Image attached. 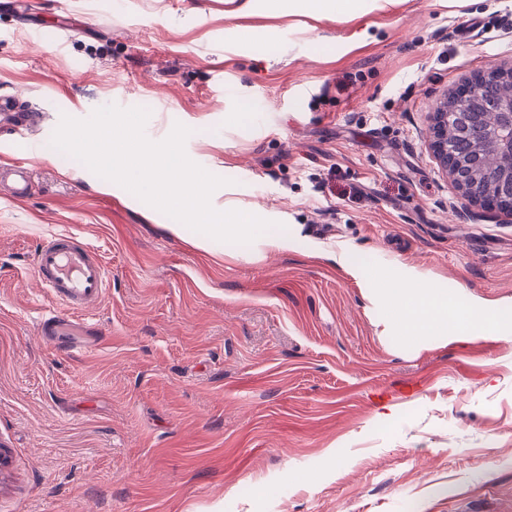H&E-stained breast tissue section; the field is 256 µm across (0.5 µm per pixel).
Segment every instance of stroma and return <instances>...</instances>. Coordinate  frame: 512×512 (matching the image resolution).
I'll list each match as a JSON object with an SVG mask.
<instances>
[{
    "instance_id": "stroma-1",
    "label": "stroma",
    "mask_w": 512,
    "mask_h": 512,
    "mask_svg": "<svg viewBox=\"0 0 512 512\" xmlns=\"http://www.w3.org/2000/svg\"><path fill=\"white\" fill-rule=\"evenodd\" d=\"M228 9L0 0V96L38 145L26 199L0 181V512H512V216H477L427 148L436 102L512 63V0ZM116 108L296 250L167 236L183 214L68 144ZM60 231L109 271L87 351L36 331ZM412 276L493 325L412 336L384 292ZM365 0H312L315 11L320 14H342L345 16L362 15Z\"/></svg>"
}]
</instances>
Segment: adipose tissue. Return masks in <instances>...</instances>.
Masks as SVG:
<instances>
[{
	"label": "adipose tissue",
	"instance_id": "adipose-tissue-1",
	"mask_svg": "<svg viewBox=\"0 0 512 512\" xmlns=\"http://www.w3.org/2000/svg\"><path fill=\"white\" fill-rule=\"evenodd\" d=\"M84 157L97 158L112 171V183L123 186L130 199H152L162 210L178 209L196 224L193 234L184 225L169 224L165 230L173 239L202 254H210L213 241L254 242L258 256L285 254L296 240L278 233L265 213L241 207L235 200L214 209L210 202V182L197 172L182 153L177 137L147 141L138 136L128 118L117 117L110 129L83 130L72 142ZM395 308L396 320L411 334L428 330L478 334L480 324L468 317L449 313L447 296L420 278L386 286Z\"/></svg>",
	"mask_w": 512,
	"mask_h": 512
}]
</instances>
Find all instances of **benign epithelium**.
Here are the masks:
<instances>
[{"mask_svg": "<svg viewBox=\"0 0 512 512\" xmlns=\"http://www.w3.org/2000/svg\"><path fill=\"white\" fill-rule=\"evenodd\" d=\"M427 147L481 214L512 216V65L479 71L436 103Z\"/></svg>", "mask_w": 512, "mask_h": 512, "instance_id": "7a95c632", "label": "benign epithelium"}]
</instances>
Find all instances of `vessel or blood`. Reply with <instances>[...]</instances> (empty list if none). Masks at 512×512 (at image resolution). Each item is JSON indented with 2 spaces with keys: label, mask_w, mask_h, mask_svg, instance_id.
Returning <instances> with one entry per match:
<instances>
[{
  "label": "vessel or blood",
  "mask_w": 512,
  "mask_h": 512,
  "mask_svg": "<svg viewBox=\"0 0 512 512\" xmlns=\"http://www.w3.org/2000/svg\"><path fill=\"white\" fill-rule=\"evenodd\" d=\"M12 186L11 195L22 200L28 195L31 170L27 164H5ZM32 275L56 301V308L40 313L37 327L47 345H57L71 316L82 314L104 296L109 273L101 256L75 233L48 236L36 254Z\"/></svg>",
  "instance_id": "vessel-or-blood-1"
}]
</instances>
